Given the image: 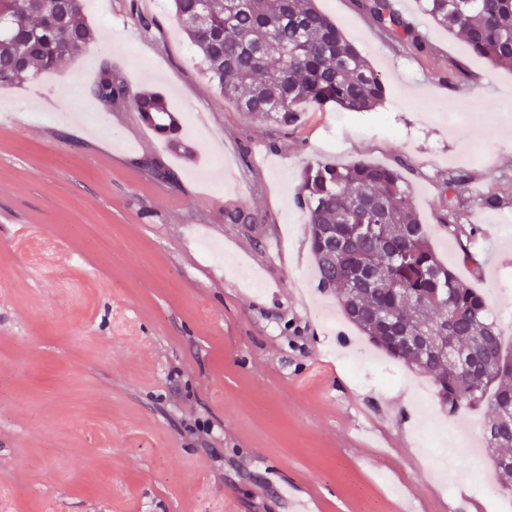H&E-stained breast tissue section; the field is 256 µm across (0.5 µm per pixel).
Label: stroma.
I'll list each match as a JSON object with an SVG mask.
<instances>
[{"label": "stroma", "instance_id": "stroma-1", "mask_svg": "<svg viewBox=\"0 0 512 512\" xmlns=\"http://www.w3.org/2000/svg\"><path fill=\"white\" fill-rule=\"evenodd\" d=\"M387 86L372 112L307 107L292 129L206 78L170 0H89L103 38L0 87V512H498L500 480L445 488L434 461L484 448L483 409L448 416L432 380L372 348L315 276L295 196L316 161L399 169L437 256L483 292L512 343V71L421 14V53L356 0H317ZM153 26L143 30L142 20ZM459 62L482 88L448 74ZM129 101L102 110L103 67ZM164 93L178 160L134 124ZM481 96L467 119L458 104ZM176 178L154 180L141 156ZM463 171L480 277L441 219ZM503 197L499 207L491 196ZM247 207L250 224L226 213ZM212 432L199 439L197 425Z\"/></svg>", "mask_w": 512, "mask_h": 512}]
</instances>
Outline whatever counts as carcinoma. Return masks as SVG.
Returning <instances> with one entry per match:
<instances>
[{
    "mask_svg": "<svg viewBox=\"0 0 512 512\" xmlns=\"http://www.w3.org/2000/svg\"><path fill=\"white\" fill-rule=\"evenodd\" d=\"M181 30L197 48L209 80L238 109L254 118L293 128L309 105H334L364 112L381 104L386 85L380 74L314 0H172ZM420 10L491 63L512 69V0H417ZM362 9L380 27L417 49L426 41L393 0H363ZM83 0H0V85L25 83L36 72L78 57L99 38L83 20ZM103 109L126 100L122 80L105 69L93 89ZM145 122L166 137L161 124L166 99L147 93L134 101ZM465 175L445 183L452 204ZM306 211L308 235L320 287L338 292L346 321L375 348L411 370L429 375L437 397L452 415L481 407L486 450L497 474L512 491V438L505 436L501 410L512 405V356L502 347V330L484 295L457 278L432 250L409 186L399 171L360 161H319L308 166L296 196ZM444 227L463 263L477 264L471 242L475 224ZM372 268L367 283L358 272ZM397 328H420L448 337V345H478L496 355L484 366L467 368L443 355L421 357L391 338Z\"/></svg>",
    "mask_w": 512,
    "mask_h": 512,
    "instance_id": "1",
    "label": "carcinoma"
}]
</instances>
